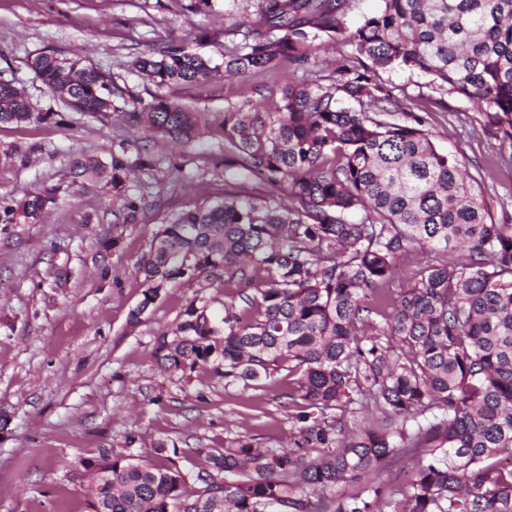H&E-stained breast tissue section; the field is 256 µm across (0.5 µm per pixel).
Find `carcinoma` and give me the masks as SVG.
<instances>
[{
	"label": "carcinoma",
	"mask_w": 512,
	"mask_h": 512,
	"mask_svg": "<svg viewBox=\"0 0 512 512\" xmlns=\"http://www.w3.org/2000/svg\"><path fill=\"white\" fill-rule=\"evenodd\" d=\"M349 10V0H258L247 21L225 26L222 69L187 42L134 60L164 88L308 63L326 41L348 48L336 77L289 84L276 111L245 100L224 113V170L244 169L258 196L172 215L140 261L146 288L132 313L139 321L172 281L222 271L234 293L218 309L186 304L157 362L209 365L244 387L288 368V448L228 440L192 493L167 442L154 443L158 461L104 448L80 461L100 473L88 512H512V224L490 217L421 117L385 118L391 94L378 81L418 71L478 102L486 132L512 145V0H380L356 24ZM32 68L69 110L101 122L122 97L81 58L44 53ZM52 116L0 80V123ZM130 118L175 145L201 121L159 94ZM70 174L136 210L120 157L78 154ZM281 186L288 207L273 195ZM51 200L0 211V223L37 224ZM412 250L428 258L421 279L385 291ZM410 453L396 489L361 485Z\"/></svg>",
	"instance_id": "obj_1"
}]
</instances>
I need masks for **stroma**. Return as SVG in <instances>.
<instances>
[{
	"instance_id": "35a3bbf8",
	"label": "stroma",
	"mask_w": 512,
	"mask_h": 512,
	"mask_svg": "<svg viewBox=\"0 0 512 512\" xmlns=\"http://www.w3.org/2000/svg\"><path fill=\"white\" fill-rule=\"evenodd\" d=\"M0 0V79L23 85L36 111L53 121L0 124V208L56 189L42 223L0 224V512H87L92 480L80 460L102 448L153 456L159 440L176 445L194 480L206 453L240 435L261 446L288 441L287 370L272 383L225 385L212 369L170 373L157 363V337L175 327L197 298L223 300L224 275L170 284L132 322L145 288L140 260L162 223L181 210L243 196L253 180L224 169L219 124L243 100L274 111L280 90L300 80L292 66L244 82L235 77L171 86L165 96L202 113L186 146L129 121L157 91L134 58L191 42L213 63L224 60V27L255 9L254 0ZM80 56L110 76L123 96L109 122L67 112L30 68L45 52ZM380 81L395 117L424 119L438 151L455 155L494 218L512 214V155L484 130L467 99L427 87L419 73L395 69ZM119 155L129 165L124 210L111 189L72 182L69 160ZM153 166H144V159ZM134 437L126 445V437Z\"/></svg>"
}]
</instances>
